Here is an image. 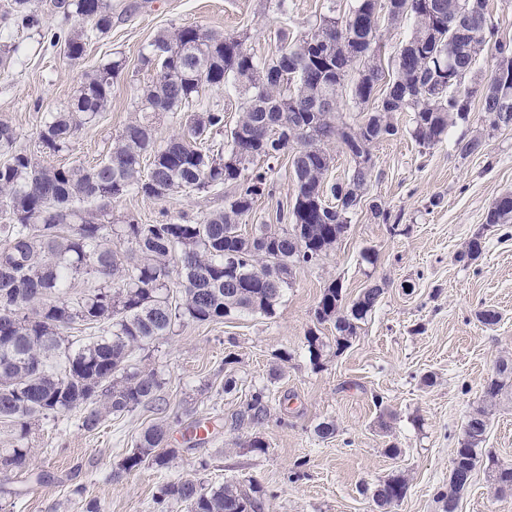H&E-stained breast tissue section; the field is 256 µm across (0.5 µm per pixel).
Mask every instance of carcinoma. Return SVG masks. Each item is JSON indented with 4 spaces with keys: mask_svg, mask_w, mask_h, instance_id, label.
<instances>
[{
    "mask_svg": "<svg viewBox=\"0 0 512 512\" xmlns=\"http://www.w3.org/2000/svg\"><path fill=\"white\" fill-rule=\"evenodd\" d=\"M388 20L414 19L410 37L386 79L379 53V28L372 25V0H353L349 12L365 20L359 29L337 30L336 16L325 15L318 29L296 40H283L278 53L259 59L240 36L181 26L157 35L140 53L142 67L159 71L137 96L138 117L113 140L108 154L84 165H45L37 154L15 150L18 132L0 120V426L10 429L17 445L0 451V472L26 468L32 425L50 416L79 411L82 428L96 431L107 416H121L154 400L161 381L153 369L131 363L134 350L173 334L186 322H219L237 314L270 317L288 287L290 269L326 257L347 232L349 215L360 204L371 173L352 167L340 183H325L333 161L328 146L346 153L371 155V147L395 136L397 112L412 113L408 133L429 148L448 127L466 122L474 95H480L482 120L496 115L499 128H512V69L497 82L475 91L468 78L477 54L471 42L496 58L507 51L494 25L478 38L480 17H459L452 0H387ZM46 11L64 24L45 27ZM16 29L34 30L50 46L66 47L65 58H83L91 35L112 30L107 0H11L8 12ZM77 18L85 30L67 22ZM126 68L114 57L85 75L63 109L49 112L37 132L38 154L69 150L79 130L100 120L112 103V87ZM365 74L351 86L361 122L339 117L343 81L352 71ZM247 94L242 115L223 142L211 134L224 130V112L206 104L204 88L228 82ZM188 112L182 133L165 141L156 136L163 114ZM479 135L456 141L467 158L483 153ZM293 152L295 193L286 206L289 224H262L244 234L242 221L270 187L281 157ZM234 186L224 207L194 220L142 224L128 217L112 221V204L128 196L162 200L175 192H209ZM344 191L336 209V189ZM512 224V192L489 206L485 226ZM483 235L473 236L460 257L478 259ZM79 279L94 283L73 295ZM178 296H173V293ZM377 301L353 308L344 302L335 279L315 307L320 324L336 329V349L349 346ZM101 335L76 339L80 328ZM309 360L319 366L326 344L313 330L306 336ZM512 389V359L496 364V376L484 387L482 405L469 412L451 464L471 475L485 441L489 408ZM269 395L254 388L246 417L257 427L268 413ZM172 424L144 428L133 448L112 471V480L151 465L167 469L179 454L170 446ZM494 485L512 491V467L489 460ZM466 485L448 479L438 490L441 512H455ZM404 478L380 482L372 500L379 512L400 502ZM259 484L245 491L234 482L209 488L195 479L162 484L153 504L159 512H255Z\"/></svg>",
    "mask_w": 512,
    "mask_h": 512,
    "instance_id": "1",
    "label": "carcinoma"
}]
</instances>
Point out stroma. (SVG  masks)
Listing matches in <instances>:
<instances>
[{
  "mask_svg": "<svg viewBox=\"0 0 512 512\" xmlns=\"http://www.w3.org/2000/svg\"><path fill=\"white\" fill-rule=\"evenodd\" d=\"M0 0V44L11 46L0 70V119L18 132V148L35 150L36 128L46 113L65 106L82 77L119 55L126 68L112 91V105L83 128L69 151L46 157L49 165L104 158L133 115L139 89L157 73L139 66L142 49L159 33L193 25L244 37L257 57L275 55L276 33L297 37L328 9L344 15L350 0H288L278 13L269 0H110L108 34L93 36L76 62L43 44L37 32L19 31ZM410 113L399 112L398 135L372 149L374 167L365 194L336 249L313 265L293 266L290 284L273 317L237 316L217 323H186L143 350L132 363L163 380L155 404L109 417L92 433L78 412L33 425L26 471L0 476V488L22 491L4 512H81L73 491L85 488L102 512H153L160 485L196 478L206 486L255 479L265 490L261 512H373L372 493L388 476L403 475L408 491L392 512H440L437 491L448 473L466 417L480 403L496 363L512 358V237L484 225L489 204L512 192V130L491 131L480 112L449 127L440 143L420 147L409 135ZM484 135L486 151L463 158L462 135ZM273 194L259 198L243 232L278 221V208L294 194L288 158L272 176ZM231 187L163 200L127 196L114 216L144 224L196 218L222 208ZM379 203L391 214L375 218ZM485 249L474 261L459 254L474 234ZM377 253L375 265L361 259ZM354 299L369 283L383 294L356 338L334 345L333 323L314 317L331 280ZM492 308L500 322L483 326L479 311ZM317 329L327 344L321 368L309 360L305 337ZM236 390L224 392L226 378ZM265 387L269 413L250 429L235 419L249 391ZM180 415L170 444L180 455L169 469L142 467L119 481L110 474L149 424ZM333 422L334 435L316 426ZM261 437L264 450L249 446ZM397 447L390 455L389 447ZM483 453L512 464V397L493 407ZM43 474L35 483L34 474ZM458 512H512V495L497 493L486 463H478Z\"/></svg>",
  "mask_w": 512,
  "mask_h": 512,
  "instance_id": "obj_1",
  "label": "stroma"
}]
</instances>
